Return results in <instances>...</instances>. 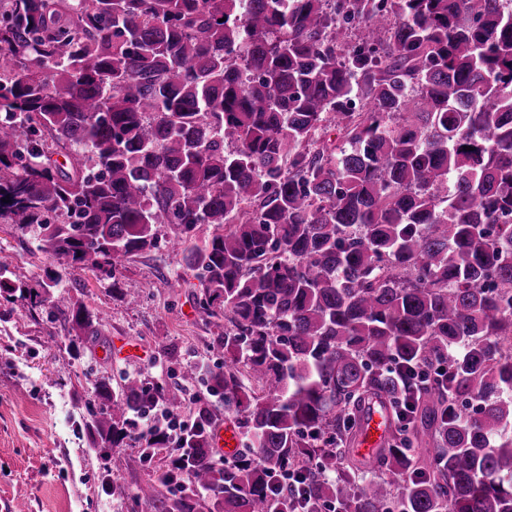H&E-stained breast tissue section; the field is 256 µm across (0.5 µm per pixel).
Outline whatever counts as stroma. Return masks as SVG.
Masks as SVG:
<instances>
[{
  "label": "stroma",
  "instance_id": "1",
  "mask_svg": "<svg viewBox=\"0 0 512 512\" xmlns=\"http://www.w3.org/2000/svg\"><path fill=\"white\" fill-rule=\"evenodd\" d=\"M0 248L12 257L16 278L38 287L46 260L10 225L0 224ZM66 292L84 299L104 319L97 343L74 352L60 335L59 321L29 302L0 298V512H145L133 499L136 487L166 467L168 454L144 460L139 445L108 453L89 447L78 426L93 399L92 385L137 378L183 387L187 420L198 416L193 403L204 381L184 384L183 366L217 367L220 327L203 319L194 294L199 282L168 247L126 260L119 292L100 273L80 271L64 279ZM136 343L134 351L106 355L110 345ZM110 472L126 494L101 489Z\"/></svg>",
  "mask_w": 512,
  "mask_h": 512
}]
</instances>
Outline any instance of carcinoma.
Segmentation results:
<instances>
[{"instance_id": "obj_1", "label": "carcinoma", "mask_w": 512, "mask_h": 512, "mask_svg": "<svg viewBox=\"0 0 512 512\" xmlns=\"http://www.w3.org/2000/svg\"><path fill=\"white\" fill-rule=\"evenodd\" d=\"M473 150L466 151L464 147ZM65 153L66 162L53 156ZM0 297L99 335L64 274L158 249L224 321L213 417L134 498L195 512H512V7L504 0H0ZM180 401L100 378L94 448ZM390 431L357 452L371 408ZM292 475L296 487L283 478ZM21 237L27 239L10 224H0V247L12 256L14 276L41 291L39 283L45 279L47 261L43 255L30 251L29 242L21 243ZM234 441V444H231ZM239 433L230 424L219 426L215 429L211 440V448H218L226 457H231L239 450Z\"/></svg>"}]
</instances>
